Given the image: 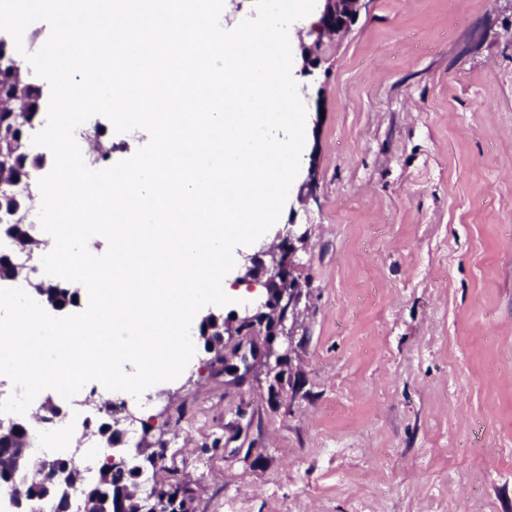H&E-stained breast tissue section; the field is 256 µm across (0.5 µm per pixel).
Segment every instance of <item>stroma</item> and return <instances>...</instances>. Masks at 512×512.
I'll return each instance as SVG.
<instances>
[{
	"label": "stroma",
	"mask_w": 512,
	"mask_h": 512,
	"mask_svg": "<svg viewBox=\"0 0 512 512\" xmlns=\"http://www.w3.org/2000/svg\"><path fill=\"white\" fill-rule=\"evenodd\" d=\"M296 35L285 380H234L199 340L151 405L117 402L195 512H512V0H365ZM324 8L315 24L318 40L348 28L358 16L363 0H321Z\"/></svg>",
	"instance_id": "35a3bbf8"
}]
</instances>
